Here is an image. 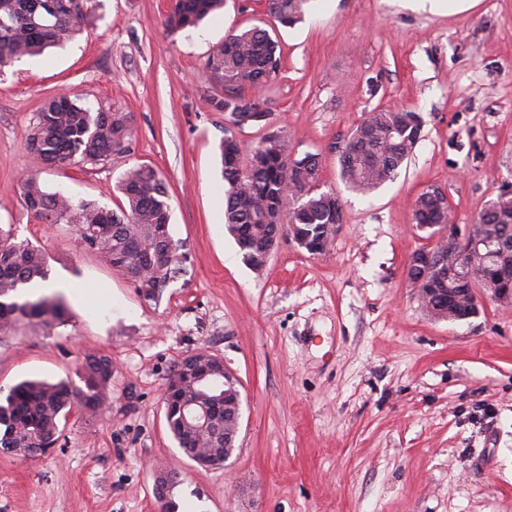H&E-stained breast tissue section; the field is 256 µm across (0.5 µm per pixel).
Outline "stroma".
Masks as SVG:
<instances>
[{
    "label": "stroma",
    "instance_id": "obj_1",
    "mask_svg": "<svg viewBox=\"0 0 512 512\" xmlns=\"http://www.w3.org/2000/svg\"><path fill=\"white\" fill-rule=\"evenodd\" d=\"M173 2L99 0L81 35L0 73V226L44 251L67 304L64 325L0 334V389L76 380L89 353L112 364L96 418L72 411L50 453L0 452V512H163L162 470L178 475L175 512H512V307L483 296L475 316L438 320L408 277L411 254L435 244L412 222L422 192L443 190L464 226L512 191V0L450 15L403 0H310L303 22L273 31L280 71L257 92L269 117L237 136L249 146L279 134L296 155H318L320 189L344 214L324 253L281 238L259 275L224 227L218 146L230 123L210 105L221 87L206 61L264 4L227 0L172 36ZM63 91L125 113L129 149L40 180L114 210L125 170L161 174L188 262L159 301L20 199L32 119ZM383 108L421 113L422 138L363 196L338 159ZM86 287L94 305L77 299ZM198 350L223 359L241 392L237 449L220 468L190 460L165 419L163 388Z\"/></svg>",
    "mask_w": 512,
    "mask_h": 512
}]
</instances>
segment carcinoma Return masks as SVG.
<instances>
[{"label": "carcinoma", "instance_id": "cac0c4a2", "mask_svg": "<svg viewBox=\"0 0 512 512\" xmlns=\"http://www.w3.org/2000/svg\"><path fill=\"white\" fill-rule=\"evenodd\" d=\"M309 0H266L272 24L285 28L301 22ZM225 0H175L164 18L168 33L199 26L224 8ZM89 0H0V72L14 62L39 56L63 45L84 29ZM277 43L260 25L232 32L210 53L207 69L224 88L211 98L216 112L256 117L266 111L259 100L242 94L249 84L259 88L278 75ZM414 111L378 109L356 127L339 155L340 174L347 187L360 194L378 190L407 162L422 137L423 125L414 123ZM132 132L121 112L85 106L78 95L62 93L50 99L32 123L26 151L32 169L20 183V198L27 211L45 224H71L84 246L120 271L147 302H155L171 280L180 276L184 255L170 228L171 207L159 172L139 164L127 169L116 188L127 208L114 211L94 201H74L60 192L45 191L39 173L52 167L78 164L95 167L126 149ZM243 146L233 134L220 143L224 179V226L233 236L246 265L253 263L272 234L287 223L305 241L303 249L315 255V243L327 226L343 223V208L333 192L316 193L320 181L318 155L293 157L280 135H267L251 148L242 164ZM287 222H282V215ZM449 204L442 192L427 190L414 203L416 226L446 224ZM476 233L493 250L512 241V192L490 200L475 221ZM48 280L43 252L17 240L0 228V332L35 323L52 328L64 323L66 303L59 294L34 289ZM111 362L87 354L81 366L84 386L72 382L28 380L11 387L0 401V449L22 455L28 448H45L58 441L61 421L80 408L92 417L111 397ZM199 398L196 390L181 388L178 400L166 409V422L179 448L210 454V463H223L235 445H224V431L235 425L232 412L219 413L215 425L198 431L187 423L186 404Z\"/></svg>", "mask_w": 512, "mask_h": 512}]
</instances>
